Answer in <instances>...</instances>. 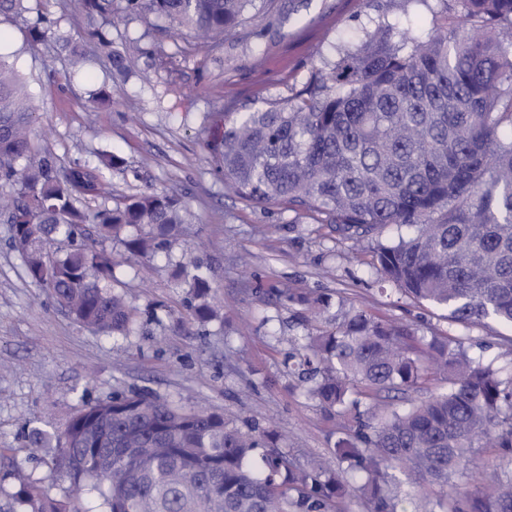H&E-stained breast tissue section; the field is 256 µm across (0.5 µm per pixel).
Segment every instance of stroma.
<instances>
[{
  "label": "stroma",
  "instance_id": "1",
  "mask_svg": "<svg viewBox=\"0 0 512 512\" xmlns=\"http://www.w3.org/2000/svg\"><path fill=\"white\" fill-rule=\"evenodd\" d=\"M284 0H258L233 36L213 49L193 34H177L150 15L113 25L120 48L137 42L130 75L113 84L111 64L86 46L80 66L62 52L58 37L79 38L88 24L80 0H29L30 13L0 23V49L10 54L38 113L39 144L64 164L96 165L101 152L121 155L124 168L106 171L113 201L147 190L175 193L196 217L184 238L202 237L205 257L217 267L224 294L223 323L192 336L177 323L183 291L171 278V257L133 260L116 276L137 309L136 332L108 338L79 326L31 283L22 257L0 223V484H10V462L35 477L48 476L49 453L26 445L32 427L53 432L80 406L116 390L148 389L195 408H217L237 423L274 426L283 451L307 464L329 455L355 424L351 412L327 413L308 398L285 365L292 339L340 321L351 309L409 325L416 339L463 336L474 356L512 363V328L492 321L464 328L443 310L381 285L373 266L379 243L283 206L256 207L224 184L206 143L224 129L223 111L244 102L288 96L308 71L351 39L369 17L383 14L407 36L426 35L430 14L419 0H310L288 14ZM54 19V35L32 44L28 23ZM112 87V99L94 94ZM326 294L329 309L305 322L283 305L276 290Z\"/></svg>",
  "mask_w": 512,
  "mask_h": 512
}]
</instances>
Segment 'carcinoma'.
<instances>
[{
    "mask_svg": "<svg viewBox=\"0 0 512 512\" xmlns=\"http://www.w3.org/2000/svg\"><path fill=\"white\" fill-rule=\"evenodd\" d=\"M27 0H0V16L29 11ZM431 34L406 39L384 15L358 41L310 71L284 98L224 113L223 133L207 143L224 183L256 206L286 204L324 217L352 236L390 226L407 236L377 248L380 280L446 312L464 327L492 319L512 326V0H437ZM256 0H81L87 16L152 14L176 32L223 44ZM54 21L31 23L34 43ZM107 55L116 78L128 74L129 48L112 49L110 31H84ZM37 120L26 85L0 54V220L31 282L47 289L72 320L103 336H128L136 308L118 287L121 260L169 255L185 202L149 191L112 204L103 170L124 159L106 152L95 166L65 167L34 137ZM94 199L84 211L78 203ZM187 333L223 321L217 271L192 249L177 265ZM283 302L318 318L326 297L279 288ZM422 363L412 330L362 309L308 336L289 370L324 410L357 411L338 439L335 472L297 464L281 435L258 424L241 428L217 410H195L156 393L114 392L81 408L57 433L31 430L28 445L51 452V471L21 466L0 487L6 512H336L365 501L369 512H432L427 485L444 494L454 478L472 489L449 512H512V369L471 357L460 338L434 336ZM447 387L382 417L361 412L355 387L403 394L430 373ZM484 448L504 455L489 469ZM405 483L412 510H397L390 486Z\"/></svg>",
    "mask_w": 512,
    "mask_h": 512,
    "instance_id": "cac0c4a2",
    "label": "carcinoma"
}]
</instances>
